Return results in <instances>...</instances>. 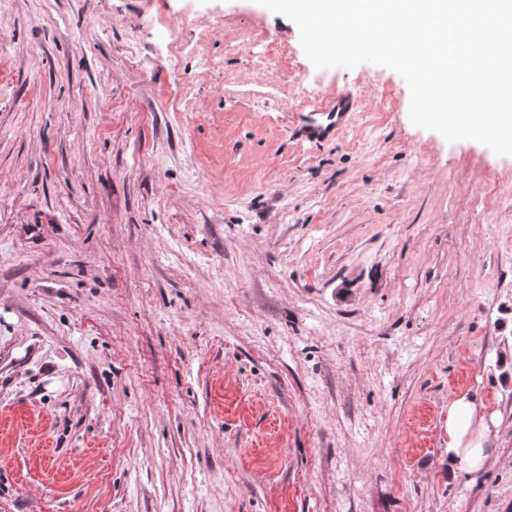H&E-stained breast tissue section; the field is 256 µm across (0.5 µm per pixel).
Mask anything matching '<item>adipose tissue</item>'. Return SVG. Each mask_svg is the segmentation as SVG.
Here are the masks:
<instances>
[{
	"mask_svg": "<svg viewBox=\"0 0 512 512\" xmlns=\"http://www.w3.org/2000/svg\"><path fill=\"white\" fill-rule=\"evenodd\" d=\"M490 431L475 400L460 398L448 407V467H476L483 460V443Z\"/></svg>",
	"mask_w": 512,
	"mask_h": 512,
	"instance_id": "1",
	"label": "adipose tissue"
}]
</instances>
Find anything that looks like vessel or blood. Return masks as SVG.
Here are the masks:
<instances>
[{
  "label": "vessel or blood",
  "instance_id": "b4317fda",
  "mask_svg": "<svg viewBox=\"0 0 512 512\" xmlns=\"http://www.w3.org/2000/svg\"><path fill=\"white\" fill-rule=\"evenodd\" d=\"M357 100L351 92L326 93L320 105L303 115L292 128L291 136L297 142L319 146L335 139L354 121Z\"/></svg>",
  "mask_w": 512,
  "mask_h": 512
}]
</instances>
